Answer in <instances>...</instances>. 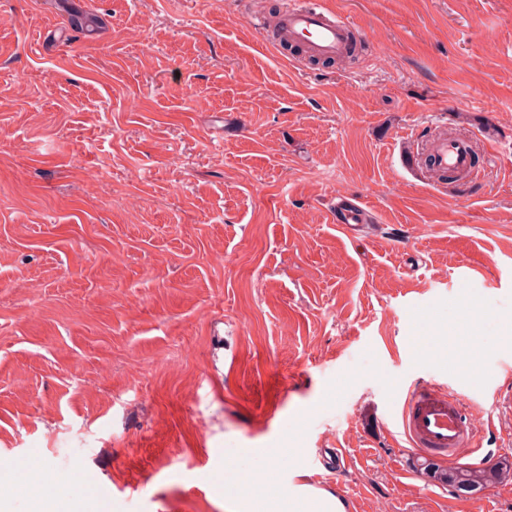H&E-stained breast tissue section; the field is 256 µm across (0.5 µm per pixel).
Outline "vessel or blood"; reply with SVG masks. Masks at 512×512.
<instances>
[{"mask_svg": "<svg viewBox=\"0 0 512 512\" xmlns=\"http://www.w3.org/2000/svg\"><path fill=\"white\" fill-rule=\"evenodd\" d=\"M354 32V27L337 15L326 0H286L280 17L281 38L315 59L336 60L344 56ZM472 156L469 136L441 130L411 149L410 163L423 175L452 173L466 178L473 172ZM336 211L349 233L372 219L360 201L346 196L338 197ZM397 426L412 449L426 452L423 467L437 484L443 483L447 474L439 457L463 448L473 454L480 451L473 410L440 384L409 387L397 414Z\"/></svg>", "mask_w": 512, "mask_h": 512, "instance_id": "obj_1", "label": "vessel or blood"}]
</instances>
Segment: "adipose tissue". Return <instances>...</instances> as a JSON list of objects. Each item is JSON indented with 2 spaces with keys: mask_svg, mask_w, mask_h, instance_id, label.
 <instances>
[{
  "mask_svg": "<svg viewBox=\"0 0 512 512\" xmlns=\"http://www.w3.org/2000/svg\"><path fill=\"white\" fill-rule=\"evenodd\" d=\"M37 473L33 464L22 461L0 472V485L23 492ZM41 476L51 490L35 501L33 512H71L69 483L47 472ZM224 508L226 512H345L342 501L325 491L303 484L272 494L257 478L245 492L226 493Z\"/></svg>",
  "mask_w": 512,
  "mask_h": 512,
  "instance_id": "obj_1",
  "label": "adipose tissue"
}]
</instances>
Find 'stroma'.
Returning <instances> with one entry per match:
<instances>
[{
  "label": "stroma",
  "instance_id": "1",
  "mask_svg": "<svg viewBox=\"0 0 512 512\" xmlns=\"http://www.w3.org/2000/svg\"><path fill=\"white\" fill-rule=\"evenodd\" d=\"M75 2L105 30L0 0V456L225 512L198 449L277 491L339 448L346 512H512V0H328L365 45L341 70L242 0ZM449 116L497 142L474 183H423L405 144ZM417 381L476 408L504 471L480 496L409 476ZM336 212L340 215L345 225L343 229L348 233H355L359 227L368 225L372 228L373 224H364L370 222L372 214L367 211L358 200H353L347 196H337Z\"/></svg>",
  "mask_w": 512,
  "mask_h": 512
}]
</instances>
